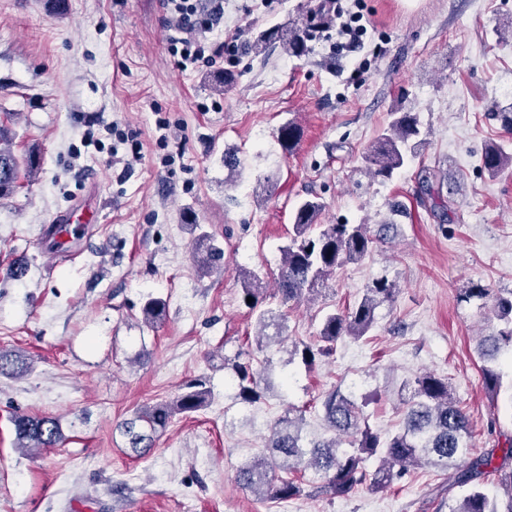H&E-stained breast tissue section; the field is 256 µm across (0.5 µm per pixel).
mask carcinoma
<instances>
[{"instance_id":"1","label":"carcinoma","mask_w":512,"mask_h":512,"mask_svg":"<svg viewBox=\"0 0 512 512\" xmlns=\"http://www.w3.org/2000/svg\"><path fill=\"white\" fill-rule=\"evenodd\" d=\"M319 13L310 11L286 27L272 26L255 37L251 50L256 55L280 45L288 55L300 58L308 51L318 29ZM426 133L413 112H395L388 128L369 146L364 161L374 177L390 178L416 156ZM12 132L0 124V198L19 187L20 162L11 147ZM482 167L491 176L512 167V150L497 142L489 143L482 154ZM324 205L316 199L300 202L292 215V233L282 247L283 261L276 277L278 292L285 303L299 304L324 293L333 272L359 262L368 254L372 238L364 224H320ZM194 261L210 269L224 258V250L214 244L206 232L199 234L193 252ZM243 297L256 314L263 341L272 337L263 330L272 325L284 328L286 315L270 309L257 310L263 296L262 279L252 274L244 281ZM398 284L383 276L366 286L361 300L344 311L326 313L319 325L316 341L294 344L305 366L314 365L316 357L331 354L338 341L366 336L377 321L376 311L394 302ZM460 299L477 301L497 320L493 332L477 347L486 387L494 394L501 387L500 359L512 356V288L494 290L472 283L461 290ZM145 323L153 326L166 316V301L150 298L142 308ZM27 368L26 358L0 351V375L13 376ZM224 368L233 372L237 396L244 402L262 398L260 373L250 363L224 359ZM402 425L393 434L372 428L362 408L349 396L335 389L325 395L321 407L324 421L332 435L309 438L303 433V410L288 406L284 416L271 428L265 449L236 472V482L245 491L278 502L298 497L303 492L304 476L312 471L322 481L319 489L332 498L349 496L366 485L382 490L407 472L426 467L457 470L456 483L465 488L463 496L449 512H512V471L506 497L491 496L484 489L487 474L503 470L512 463V439L506 442L502 456L496 449L476 454L471 447V423L465 410L453 397L448 378L424 372L404 384ZM211 392L206 382L197 379L186 384L170 401L147 406L120 425L128 450L136 457L150 451L153 438L176 415H191L205 409ZM15 438L22 448H53L64 440L59 420L51 416L18 414L13 419ZM374 469L368 470L367 463Z\"/></svg>"}]
</instances>
